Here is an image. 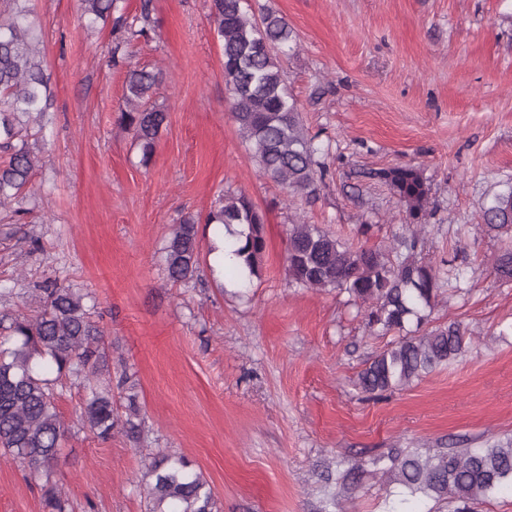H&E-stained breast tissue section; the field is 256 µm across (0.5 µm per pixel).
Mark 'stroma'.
<instances>
[{"label": "stroma", "mask_w": 512, "mask_h": 512, "mask_svg": "<svg viewBox=\"0 0 512 512\" xmlns=\"http://www.w3.org/2000/svg\"><path fill=\"white\" fill-rule=\"evenodd\" d=\"M253 2L294 32L285 81L328 150L310 198L263 176L239 134L212 0H153L154 30L131 47L135 63L164 74L155 102L168 119L145 167L117 123L125 72L108 61L111 25L82 27L80 0H29L51 73L49 150L21 202L24 222L0 212V314L36 309L34 288L55 276L97 305L119 423L110 440L77 425L64 442L57 476L74 512H147L150 448L190 460L221 512H318L317 473L332 458L367 465L335 512H386L388 477L369 468L373 457L512 437V282L492 270L512 237L481 217L512 184V0ZM405 164L431 188L421 257L461 272V291L439 298L429 324L460 323L471 345L372 398L358 374L392 335L370 332L346 294L289 286L287 235L305 222L390 245L406 216L373 173ZM223 190L245 193L265 219L262 277L244 298L209 263L176 284L162 261L170 225L206 214ZM0 512H43L35 481L4 458Z\"/></svg>", "instance_id": "obj_1"}]
</instances>
